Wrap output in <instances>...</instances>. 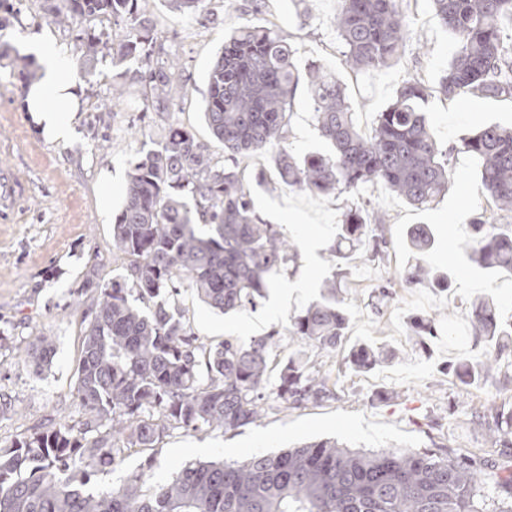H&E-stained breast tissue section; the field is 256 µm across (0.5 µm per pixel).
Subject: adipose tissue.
Segmentation results:
<instances>
[{
	"mask_svg": "<svg viewBox=\"0 0 512 512\" xmlns=\"http://www.w3.org/2000/svg\"><path fill=\"white\" fill-rule=\"evenodd\" d=\"M28 46L42 66V76L30 85L24 108L45 137L67 140L80 103L74 62L45 35H32Z\"/></svg>",
	"mask_w": 512,
	"mask_h": 512,
	"instance_id": "1",
	"label": "adipose tissue"
}]
</instances>
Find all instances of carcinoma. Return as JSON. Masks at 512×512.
I'll return each mask as SVG.
<instances>
[{
    "label": "carcinoma",
    "mask_w": 512,
    "mask_h": 512,
    "mask_svg": "<svg viewBox=\"0 0 512 512\" xmlns=\"http://www.w3.org/2000/svg\"><path fill=\"white\" fill-rule=\"evenodd\" d=\"M147 0H61L54 24L106 17L127 28L112 48L119 59H141L135 78L146 89L147 107L161 116L187 93L172 64L152 62L157 36L146 25ZM336 32L345 65L368 71L397 64L405 53L409 23L402 0H337ZM183 14H202L207 0H167ZM442 27L457 49L439 79L452 97L471 92L512 99V0H432ZM306 80L327 154L302 160L287 151L295 93ZM429 87L412 77L377 114L374 132L362 135L341 81L318 65L301 74L287 35L272 27H242L224 37L208 73L204 119L224 146L216 160L209 143L170 123L161 142L132 162L124 205L112 224V250L126 259L110 285L96 281L95 267L83 288L97 291L84 331L77 369L80 420L35 433L0 448V512H512V456L489 460L473 454L351 449L333 439L254 455L241 464H186L166 481L149 483L151 464L123 483L96 491L91 481L131 448H153L177 429L233 431L258 421L269 386L272 337L247 345L231 340L206 348L169 302L180 288H193L210 308L229 312L265 297L296 247L255 212L251 183L264 173H246L240 161L273 153L281 181L315 195L356 196L378 183L408 205L428 208L448 184V159L461 149L479 162L487 195L512 210V129L488 124L461 144L438 145L423 110ZM194 207H188L184 195ZM209 226L202 235L197 226ZM383 216L360 200L342 215L332 258L371 246H388ZM413 249L431 244L427 229L409 234ZM468 260L512 273V231L481 217L472 221ZM431 278L419 260L402 277L408 288ZM320 300L291 318L296 349L281 367L276 396L288 408L330 396L329 378L307 349L330 355L344 336L347 310L337 277L323 281ZM151 302L144 311L137 302ZM477 360L448 366L463 392L479 381L512 372V322L490 302H478L468 317ZM438 335L434 319L414 318L417 345ZM56 352L41 335L24 351L35 369ZM397 357L363 345L347 361L356 370ZM462 415L485 431L495 446L512 447V407L495 409L492 421L475 410Z\"/></svg>",
    "instance_id": "cac0c4a2"
}]
</instances>
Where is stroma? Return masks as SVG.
Segmentation results:
<instances>
[{
  "mask_svg": "<svg viewBox=\"0 0 512 512\" xmlns=\"http://www.w3.org/2000/svg\"><path fill=\"white\" fill-rule=\"evenodd\" d=\"M56 0H0V170L14 173L20 192L13 209L0 213V398L11 410L0 412V446L75 419L78 412L76 377L84 336L88 294L82 293L87 267H95L101 284H109L123 261L112 254V219L100 215L101 177L111 173L112 210L120 212L126 193L129 163L136 153L161 140L166 122L191 130L209 142L216 158L224 148L213 140L203 110L207 74L227 32L250 25L283 31L299 68L315 63L343 83L358 128L371 133L377 112L391 102L410 76L425 81L429 125L441 144L457 143L480 127L512 125V99L462 93L448 99L438 82L456 50L455 37L441 26L429 0H404L412 25L406 52L390 68L350 71L344 47L333 25L336 0H309L300 14L294 0H262L252 10L249 0H209L204 15L172 11L166 0H151L147 20L165 42L188 82V96L168 118L147 111L145 90L134 81L135 63L99 53L86 65L79 51L82 37L99 36L120 42L122 26L101 18L60 27L52 23ZM48 32L74 58L81 107L73 138L66 143L47 139L23 109L30 81L12 64L14 54H27L25 35ZM123 84L124 102L112 104V87ZM288 151L297 157L328 150L320 138L306 85H299L290 119ZM247 169L264 171L266 182L253 188L256 213L298 251L290 273L279 277L266 298L253 307L224 315L202 303L192 289H181L176 302L192 332L206 346L231 340L246 344L270 336L275 347L271 364L287 360L293 347L288 328L291 316L318 299L323 280L342 273V297L349 321L341 345L326 357L313 356L316 368L330 377L331 399L298 408H283L270 397V409L257 423L234 431L179 429L154 448L132 449L95 477L94 488L122 483L140 464L151 463L152 480L163 481L177 466L221 459L241 462L256 454H275L306 442L335 438L352 448H399L437 454L456 450L489 459L501 456L462 419L450 417L448 403L487 410L512 402V385L490 379L459 395L448 363L474 357L466 335L472 304L484 299L497 304L503 319L512 318V275L477 268L463 251L478 214L494 224L512 225V211L498 209L485 194L477 160L454 154L448 163V186L428 210L420 211L378 184L362 191L369 211L384 214L385 253L375 259L366 252L335 261L330 249L336 239L345 196H321L288 189L275 169L273 156L260 152L246 161ZM424 224L430 229L428 258L446 273L448 289L421 284L397 289L393 299L372 295L376 284L402 276L418 255L409 245L408 231ZM434 316L440 331L427 349L414 348L409 318ZM40 333L56 338V355L48 370L35 371L20 359L19 350ZM367 344L395 350L396 359L358 371L345 357Z\"/></svg>",
  "mask_w": 512,
  "mask_h": 512,
  "instance_id": "35a3bbf8",
  "label": "stroma"
}]
</instances>
